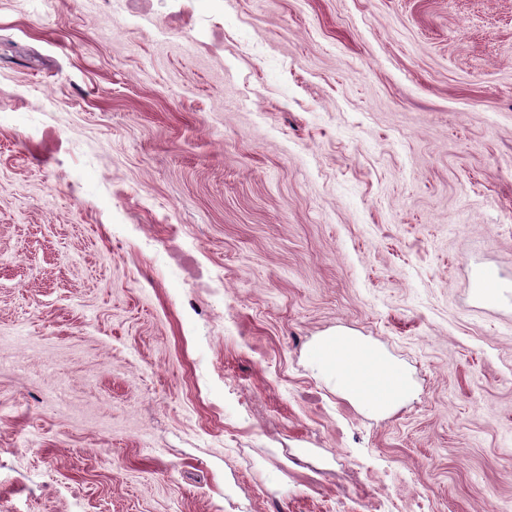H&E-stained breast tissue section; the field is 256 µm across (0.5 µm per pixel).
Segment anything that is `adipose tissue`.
<instances>
[{
	"mask_svg": "<svg viewBox=\"0 0 512 512\" xmlns=\"http://www.w3.org/2000/svg\"><path fill=\"white\" fill-rule=\"evenodd\" d=\"M314 354L331 370L342 394L374 414L391 413L412 391L403 368L360 337L338 335L323 339Z\"/></svg>",
	"mask_w": 512,
	"mask_h": 512,
	"instance_id": "adipose-tissue-1",
	"label": "adipose tissue"
}]
</instances>
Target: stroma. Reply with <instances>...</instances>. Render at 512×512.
I'll use <instances>...</instances> for the list:
<instances>
[{"instance_id": "1", "label": "stroma", "mask_w": 512, "mask_h": 512, "mask_svg": "<svg viewBox=\"0 0 512 512\" xmlns=\"http://www.w3.org/2000/svg\"><path fill=\"white\" fill-rule=\"evenodd\" d=\"M510 505L512 0H0V512ZM175 239L176 237H173L168 242L170 243ZM178 248V244L172 242L153 254V262L173 267L178 273L181 284L188 288H220L219 284L217 287H213L212 283L217 282L216 278L211 272H206L207 274L205 275L203 269L196 266L191 256H184L183 262H181V259L178 258ZM314 355L336 377V386L351 401L384 416L412 391L407 373L383 352L360 337L336 335L323 339Z\"/></svg>"}]
</instances>
